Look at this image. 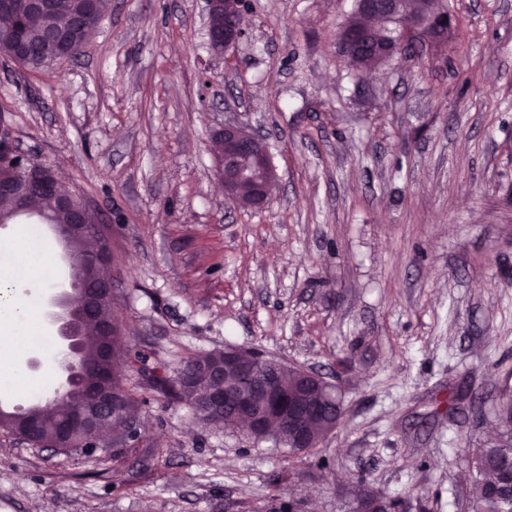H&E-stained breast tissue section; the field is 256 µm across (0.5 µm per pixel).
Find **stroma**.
Listing matches in <instances>:
<instances>
[{
	"label": "stroma",
	"mask_w": 512,
	"mask_h": 512,
	"mask_svg": "<svg viewBox=\"0 0 512 512\" xmlns=\"http://www.w3.org/2000/svg\"><path fill=\"white\" fill-rule=\"evenodd\" d=\"M449 3L462 39L368 75L336 43L353 0H252L221 57L206 0H112L77 58L0 56V123L108 225L116 312L149 366L255 347L344 395L300 454L149 389L118 457L0 430V512H345L357 474L408 512H465L462 450L498 436L512 390V0ZM229 121L270 145L264 209L213 176ZM45 246L47 275L11 284L41 312L70 280Z\"/></svg>",
	"instance_id": "1"
}]
</instances>
